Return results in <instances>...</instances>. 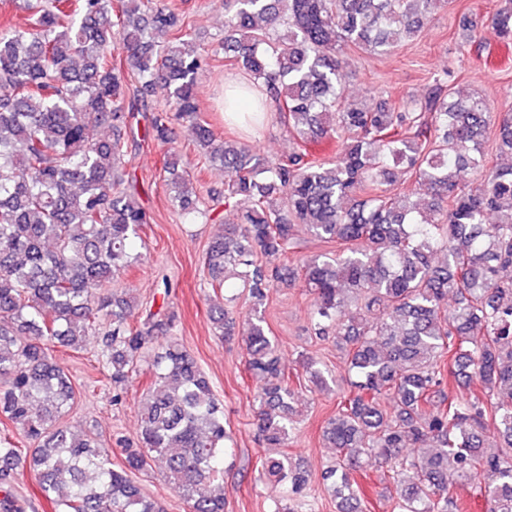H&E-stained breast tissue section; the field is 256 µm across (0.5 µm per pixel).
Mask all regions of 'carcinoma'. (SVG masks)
Returning a JSON list of instances; mask_svg holds the SVG:
<instances>
[{"label": "carcinoma", "instance_id": "carcinoma-1", "mask_svg": "<svg viewBox=\"0 0 512 512\" xmlns=\"http://www.w3.org/2000/svg\"><path fill=\"white\" fill-rule=\"evenodd\" d=\"M446 2L223 0L224 67L266 88L297 142L270 161L201 118L205 58L165 0H18L25 25L0 21V415L32 447L0 437V512H25L11 482L21 464L54 512H161L129 476L148 467L182 488L189 512H224L212 491L230 441L224 407L167 307L131 325V297L112 288L143 261L136 245L152 222L125 169L136 112L151 113L144 141L167 144L173 123H191L199 159L224 169L220 198L179 174L171 149L165 186L192 223L224 225L206 280L247 295L263 442L282 447L296 423L298 391L264 313L270 292L299 278L311 326L336 330L348 362L349 394L323 427L336 449L324 479L342 512H357L356 474L371 463L399 486V512H456L457 479L478 481L490 512H512V167L492 158L512 155V115L464 94L449 68L410 102L347 103L342 83L344 49L390 53ZM487 38L512 43V0H497L472 42ZM159 85L166 108L149 103ZM99 126L106 134L91 137ZM321 139L336 156L307 151ZM300 226L327 250L297 255ZM208 315L218 335L235 334L233 310L211 303ZM103 325L97 362L112 401L140 362L150 377L120 467L95 434L59 423L75 388L52 348H80ZM301 366L315 385L336 382L312 357ZM262 468L296 494L308 485L286 455Z\"/></svg>", "mask_w": 512, "mask_h": 512}]
</instances>
